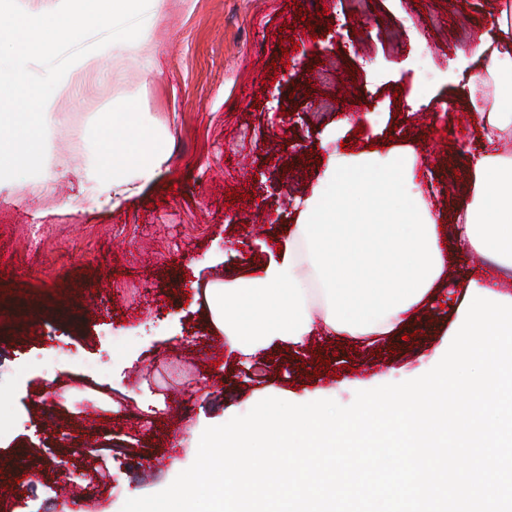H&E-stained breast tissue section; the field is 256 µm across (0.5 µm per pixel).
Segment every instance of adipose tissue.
<instances>
[{"label":"adipose tissue","instance_id":"obj_1","mask_svg":"<svg viewBox=\"0 0 512 512\" xmlns=\"http://www.w3.org/2000/svg\"><path fill=\"white\" fill-rule=\"evenodd\" d=\"M487 25L456 59L472 70L460 96L480 147L455 224L440 228L417 147L345 148L354 120L346 115L323 144L326 165L280 248H268L267 261L245 275L206 287L210 328L233 355L247 362L315 336L369 346L397 335L437 300L452 254L487 258L468 278L500 292L512 273V156L502 150L512 142V5L498 6ZM101 126L89 172L119 206L160 178L166 142L137 112L106 113Z\"/></svg>","mask_w":512,"mask_h":512}]
</instances>
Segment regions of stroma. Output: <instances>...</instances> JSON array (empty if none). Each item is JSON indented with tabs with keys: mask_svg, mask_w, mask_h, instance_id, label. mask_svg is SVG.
<instances>
[{
	"mask_svg": "<svg viewBox=\"0 0 512 512\" xmlns=\"http://www.w3.org/2000/svg\"><path fill=\"white\" fill-rule=\"evenodd\" d=\"M494 5L466 0L463 30L448 0H367L362 19L348 0H160L136 47L101 58L95 83L70 68L51 168L0 183V311L39 301L35 318L0 319V512H66L62 489L87 470L84 512H121L169 486L173 461L192 465L195 432L262 399L347 406L427 370L479 256L449 262L447 304L425 309L405 337L370 351L317 337L254 367L210 332L192 283L265 260L257 243L296 223V200L326 158L320 143L346 112L360 129L346 137L352 149L389 137L425 147L451 224L477 144L459 95L468 75L448 61L486 32ZM117 109L141 113L169 155L160 180L119 207L84 172L103 114ZM34 224L45 229L37 246ZM328 365L336 376L322 374ZM154 398L164 409L143 412ZM89 437L97 446H84Z\"/></svg>",
	"mask_w": 512,
	"mask_h": 512,
	"instance_id": "1",
	"label": "stroma"
}]
</instances>
